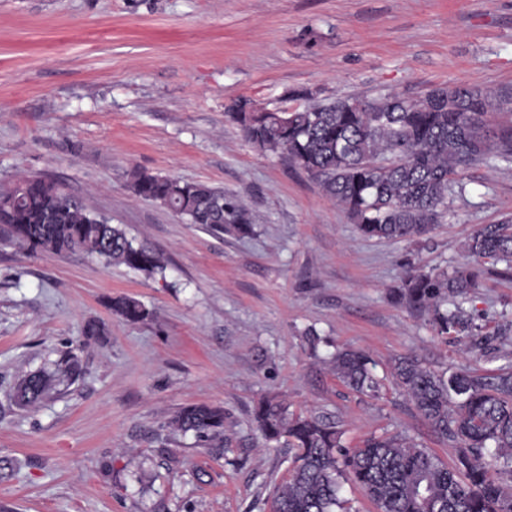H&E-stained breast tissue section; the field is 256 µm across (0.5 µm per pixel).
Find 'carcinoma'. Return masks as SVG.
<instances>
[{"mask_svg": "<svg viewBox=\"0 0 512 512\" xmlns=\"http://www.w3.org/2000/svg\"><path fill=\"white\" fill-rule=\"evenodd\" d=\"M377 101L376 112L347 97L303 105L280 117L265 109L245 112L238 100L225 115L259 150L287 155L289 164L346 209L367 238L426 234L448 214V197L463 190L458 176L474 165L512 171V126L492 131L487 124L489 114L512 108V94L439 86L417 97L387 94ZM132 190L217 234H245L251 224L237 198L205 183L142 173ZM0 224L33 253L83 251L148 275L163 269L156 253L134 245L82 198L42 179L22 178L0 191ZM463 249L477 262L504 265L499 275L512 278V214L482 225ZM476 288L478 276L468 266L415 270L407 273L398 298L426 317L435 335L483 356L491 350V338L464 308ZM112 310L128 322L145 316L142 304L127 297L112 302ZM332 363L346 387L380 396L384 383L373 374L368 355L341 350ZM77 372L68 362L63 370L29 373L13 399L21 407L38 404L61 377ZM392 377L432 431L452 442L453 463L405 434H372L361 446L348 448L338 423L294 414L285 400L265 398L252 412L256 429L266 442H284L295 450L290 477L276 487L270 512H345L346 483L357 486L377 512H512V366L492 373L467 367L440 373L401 356L394 360ZM173 425L184 434L219 436L224 410L189 405ZM419 475L426 478L428 501L415 491Z\"/></svg>", "mask_w": 512, "mask_h": 512, "instance_id": "cac0c4a2", "label": "carcinoma"}]
</instances>
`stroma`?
Returning a JSON list of instances; mask_svg holds the SVG:
<instances>
[{"instance_id":"35a3bbf8","label":"stroma","mask_w":512,"mask_h":512,"mask_svg":"<svg viewBox=\"0 0 512 512\" xmlns=\"http://www.w3.org/2000/svg\"><path fill=\"white\" fill-rule=\"evenodd\" d=\"M445 85L512 91V0H0V190L53 182L165 263L149 276L34 254L0 229V512H269L294 452L255 429L267 395L339 422L346 446L405 432L452 460L398 387L356 393L329 360L351 347L380 375L398 356L437 371L506 365L512 281L490 264L468 305L493 339L484 358L395 292L409 270L471 265L462 244L512 212V173H463L427 235L367 238L225 114L241 98L283 110L298 91L326 102ZM141 172L223 188L252 234L216 235L140 199ZM119 297L145 317L113 314ZM67 357L81 373L61 394L15 404L22 374ZM191 404L223 409V435L176 430Z\"/></svg>"}]
</instances>
